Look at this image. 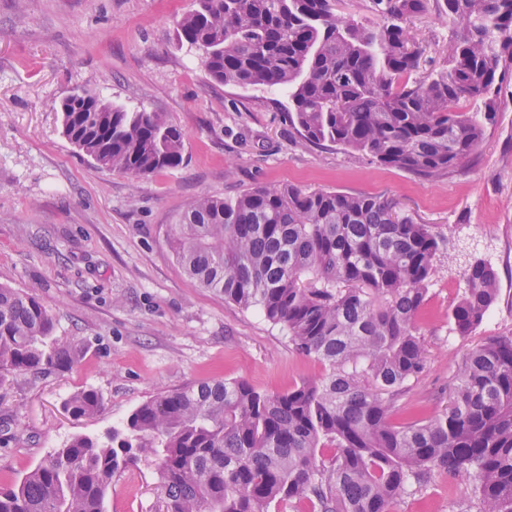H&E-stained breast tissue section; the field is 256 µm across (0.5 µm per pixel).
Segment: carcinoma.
<instances>
[{"label": "carcinoma", "mask_w": 512, "mask_h": 512, "mask_svg": "<svg viewBox=\"0 0 512 512\" xmlns=\"http://www.w3.org/2000/svg\"><path fill=\"white\" fill-rule=\"evenodd\" d=\"M178 33L203 53L218 83L288 93V123L307 142L358 153L432 180L474 157L512 83V0H443L456 22L436 74L418 78L409 20L430 0H373L383 21L336 13L335 0H191ZM481 100L476 119L457 112ZM64 135L99 166L133 180L183 161V133L160 113L128 111L89 90L61 101ZM169 241L200 287L288 331L294 349L330 369L268 394L244 380L160 391L112 442L76 436L19 483L0 489V512H104L112 477L152 462L162 512H392L432 470H472L482 512H512V336L473 347L448 405L408 411L395 398L426 368L415 329L442 237L397 212L384 195L258 187L233 200L202 196L170 225ZM465 288L448 318L472 335L499 295L483 260L464 264ZM54 336L50 308L0 285V377L74 362ZM102 405L84 389L77 418ZM336 449L326 461L321 448Z\"/></svg>", "instance_id": "obj_1"}]
</instances>
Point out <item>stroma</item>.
Instances as JSON below:
<instances>
[{"label":"stroma","mask_w":512,"mask_h":512,"mask_svg":"<svg viewBox=\"0 0 512 512\" xmlns=\"http://www.w3.org/2000/svg\"><path fill=\"white\" fill-rule=\"evenodd\" d=\"M190 0H0V284L48 305L55 336L78 353L68 369L0 383V487L12 486L72 437L107 442L157 391L242 379L276 393L324 376L286 332L255 309L199 287L183 272L168 232L186 203L259 186L383 194L439 232L428 300L416 320L426 369L399 397L405 410L445 408L464 355L512 336V95L487 127L479 154L421 180L336 147H317L289 125L285 91L216 83L177 35ZM433 76L455 26L436 6L406 25ZM128 110L160 112L184 134L182 164L131 181L102 168L62 133L58 104L74 90ZM491 263L500 295L484 323L458 336L448 319L465 261ZM103 397L91 418L69 397ZM147 461L112 479L105 512H159ZM392 512H480L472 473L433 471ZM102 405L99 393L93 388L74 394L66 404L67 410L77 418L91 417L98 413Z\"/></svg>","instance_id":"1"}]
</instances>
